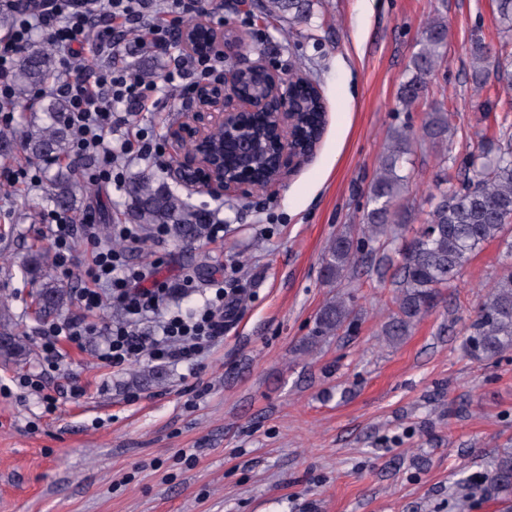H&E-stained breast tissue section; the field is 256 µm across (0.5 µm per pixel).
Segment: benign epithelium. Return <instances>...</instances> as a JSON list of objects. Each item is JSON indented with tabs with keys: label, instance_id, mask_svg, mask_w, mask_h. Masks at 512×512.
Returning a JSON list of instances; mask_svg holds the SVG:
<instances>
[{
	"label": "benign epithelium",
	"instance_id": "obj_1",
	"mask_svg": "<svg viewBox=\"0 0 512 512\" xmlns=\"http://www.w3.org/2000/svg\"><path fill=\"white\" fill-rule=\"evenodd\" d=\"M178 39L193 52L221 55L228 62L224 77L196 85L183 120L168 128L174 153L168 174L187 195L249 197L281 183L297 162L314 153L324 124L305 138L308 95L293 77H280L262 60L241 61L235 37L206 22L180 32Z\"/></svg>",
	"mask_w": 512,
	"mask_h": 512
}]
</instances>
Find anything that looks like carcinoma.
<instances>
[{
	"mask_svg": "<svg viewBox=\"0 0 512 512\" xmlns=\"http://www.w3.org/2000/svg\"><path fill=\"white\" fill-rule=\"evenodd\" d=\"M312 0H260V12L267 18L306 23ZM503 32L512 34V0H497ZM448 19L438 14L421 29L418 50L413 54L409 73L401 83L397 101L404 109L420 102L435 76L437 62L448 41ZM491 48L482 40L470 47V77L477 88L488 77ZM55 56L45 51H19L12 73L14 102L22 110L30 109L35 91L54 76ZM496 80L506 91L512 89V60L497 59ZM67 100L55 98L39 106L41 115L32 116L19 133L0 131V155H8L15 138L30 161L54 164L70 156V129L61 121ZM448 113L439 106L430 110L419 139L432 145H448ZM416 138L405 129L391 134L390 144L381 156L367 195V209L361 218V237L341 235L327 246L323 259V279L332 287L342 283L357 267L359 246L370 251L397 244L400 263L390 280L396 310L385 324L383 334L394 342L408 335L413 325L438 301L440 291L448 287L471 257L484 245L497 241L503 245L507 261L502 263L491 288L480 298L465 338L467 354L477 361H491L512 350V133L504 131L488 141L482 150L469 155L465 168L472 176L454 183L446 178L436 183V202L427 213L421 229L407 236L394 228H407L409 215L403 206L410 192L412 175L409 155ZM47 200L57 209L77 210V195L86 185L72 167L46 176ZM133 213L137 223L150 228L169 226L175 237L192 240L204 235L207 215L193 208L187 198L141 173L130 184ZM22 271L38 280L36 305L40 316L52 318L71 300V289L46 269V258L35 253L21 265ZM354 312V296L338 294L318 313L316 337L335 336ZM0 358L19 361L27 355L24 336L10 325L6 302L0 301ZM491 483L503 502L512 501V451L498 454L490 463Z\"/></svg>",
	"mask_w": 512,
	"mask_h": 512,
	"instance_id": "carcinoma-1",
	"label": "carcinoma"
}]
</instances>
